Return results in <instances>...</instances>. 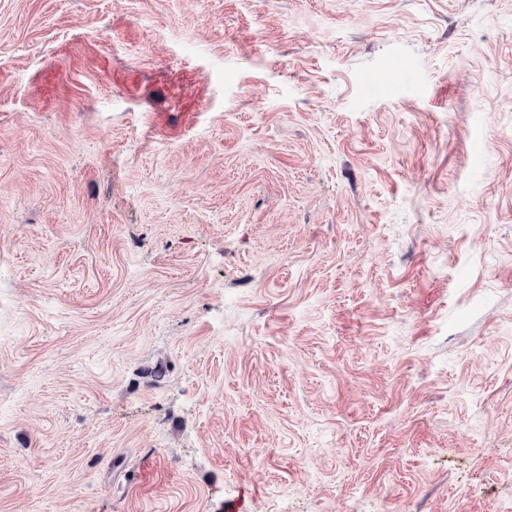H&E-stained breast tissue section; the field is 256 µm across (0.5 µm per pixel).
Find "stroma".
Wrapping results in <instances>:
<instances>
[{
    "mask_svg": "<svg viewBox=\"0 0 512 512\" xmlns=\"http://www.w3.org/2000/svg\"><path fill=\"white\" fill-rule=\"evenodd\" d=\"M512 0H0V512H503Z\"/></svg>",
    "mask_w": 512,
    "mask_h": 512,
    "instance_id": "obj_1",
    "label": "stroma"
}]
</instances>
